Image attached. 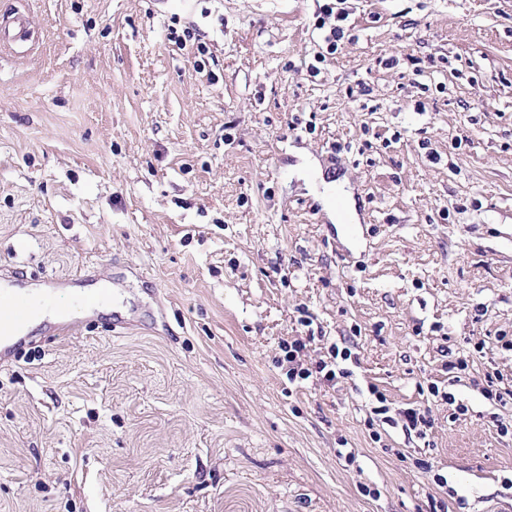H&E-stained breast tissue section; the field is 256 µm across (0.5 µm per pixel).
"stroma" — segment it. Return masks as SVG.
Returning a JSON list of instances; mask_svg holds the SVG:
<instances>
[{
  "instance_id": "obj_1",
  "label": "stroma",
  "mask_w": 512,
  "mask_h": 512,
  "mask_svg": "<svg viewBox=\"0 0 512 512\" xmlns=\"http://www.w3.org/2000/svg\"><path fill=\"white\" fill-rule=\"evenodd\" d=\"M317 7L0 0L32 31L0 50V271L113 305L0 370V512L512 503V399L483 393L512 379V0H344L321 64ZM296 337L346 376L289 383ZM373 387L426 438L373 441ZM398 414L402 429L407 435L412 436V433H414L417 438L423 439L426 437L428 429L432 426L427 409L420 405H411L399 410Z\"/></svg>"
}]
</instances>
